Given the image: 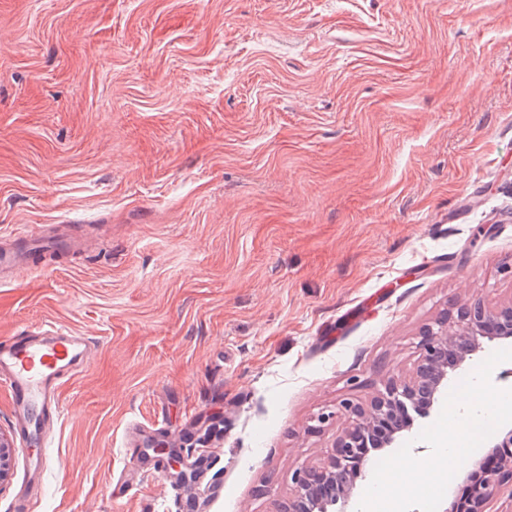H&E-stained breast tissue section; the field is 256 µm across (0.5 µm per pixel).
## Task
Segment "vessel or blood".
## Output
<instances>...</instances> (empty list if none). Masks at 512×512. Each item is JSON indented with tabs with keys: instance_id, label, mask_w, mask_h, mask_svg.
Listing matches in <instances>:
<instances>
[{
	"instance_id": "obj_1",
	"label": "vessel or blood",
	"mask_w": 512,
	"mask_h": 512,
	"mask_svg": "<svg viewBox=\"0 0 512 512\" xmlns=\"http://www.w3.org/2000/svg\"><path fill=\"white\" fill-rule=\"evenodd\" d=\"M90 359L86 339L66 333L25 334L0 341V384L12 393L15 419L21 429H33L39 438L53 430L58 419L59 387Z\"/></svg>"
}]
</instances>
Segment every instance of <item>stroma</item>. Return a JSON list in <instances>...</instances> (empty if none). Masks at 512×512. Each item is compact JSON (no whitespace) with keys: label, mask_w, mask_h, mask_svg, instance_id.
<instances>
[{"label":"stroma","mask_w":512,"mask_h":512,"mask_svg":"<svg viewBox=\"0 0 512 512\" xmlns=\"http://www.w3.org/2000/svg\"><path fill=\"white\" fill-rule=\"evenodd\" d=\"M0 338L94 343L0 512H275L423 328L512 303V0H0ZM328 414L318 422L319 414ZM184 485L144 454L205 436Z\"/></svg>","instance_id":"stroma-1"}]
</instances>
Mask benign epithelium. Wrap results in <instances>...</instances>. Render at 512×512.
Listing matches in <instances>:
<instances>
[{
	"mask_svg": "<svg viewBox=\"0 0 512 512\" xmlns=\"http://www.w3.org/2000/svg\"><path fill=\"white\" fill-rule=\"evenodd\" d=\"M486 340H501L512 345V303L498 309H489L482 303L462 308L452 331L448 329L446 320H436L427 325L418 342V362L409 377L388 381L368 412L350 402L340 404L349 413V425L335 441L326 467L321 470L301 467L295 471L294 495L288 503V512H350L351 490L357 479L366 478L371 463V458L362 454V448L375 423L391 418L394 412L404 413L403 417L394 419L389 433L377 445L376 451L395 447L404 433L412 431L417 419L431 416L435 405L448 394V381L482 351ZM488 447L511 448L512 424L500 427L489 437ZM9 448L10 438L0 431V484L7 479ZM150 449L165 462L169 473L184 482L197 479V472L185 473L184 463L165 441H152ZM324 475L342 485L339 495L314 496L315 482ZM510 482L512 469L488 470L473 512H488L487 506Z\"/></svg>",
	"mask_w": 512,
	"mask_h": 512,
	"instance_id": "7a95c632",
	"label": "benign epithelium"
}]
</instances>
